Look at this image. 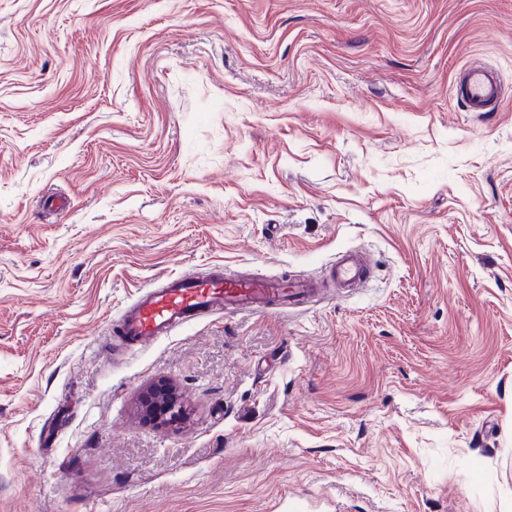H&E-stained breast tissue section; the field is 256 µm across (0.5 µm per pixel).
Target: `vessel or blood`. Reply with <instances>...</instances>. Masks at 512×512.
Wrapping results in <instances>:
<instances>
[{"label":"vessel or blood","instance_id":"obj_1","mask_svg":"<svg viewBox=\"0 0 512 512\" xmlns=\"http://www.w3.org/2000/svg\"><path fill=\"white\" fill-rule=\"evenodd\" d=\"M456 92L470 112L499 111L505 100L500 73L479 60L461 68ZM368 270L369 263L361 253H344L331 268V284L345 288L358 285L365 280ZM328 285L315 279H247L229 275L220 267L204 277H168L139 293L122 316L121 334L130 343L148 345L213 313L225 309H284L325 293Z\"/></svg>","mask_w":512,"mask_h":512}]
</instances>
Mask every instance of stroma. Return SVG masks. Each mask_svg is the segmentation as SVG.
I'll list each match as a JSON object with an SVG mask.
<instances>
[{
    "instance_id": "35a3bbf8",
    "label": "stroma",
    "mask_w": 512,
    "mask_h": 512,
    "mask_svg": "<svg viewBox=\"0 0 512 512\" xmlns=\"http://www.w3.org/2000/svg\"><path fill=\"white\" fill-rule=\"evenodd\" d=\"M474 58L512 86V0H0V512H502L512 97L464 110ZM351 249L356 292L117 334L158 278ZM138 409L144 416L164 426L176 425L186 418L181 398L165 381L150 386L141 394Z\"/></svg>"
}]
</instances>
